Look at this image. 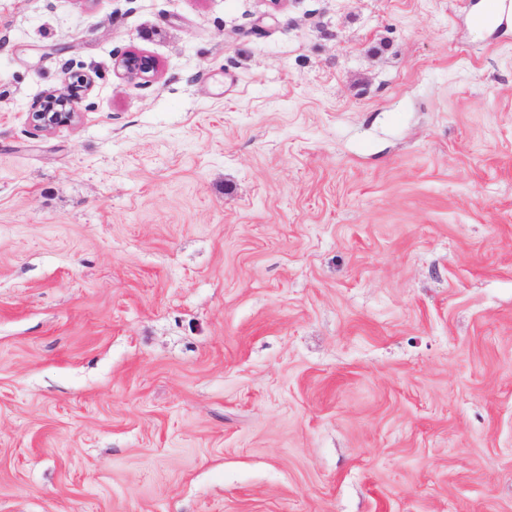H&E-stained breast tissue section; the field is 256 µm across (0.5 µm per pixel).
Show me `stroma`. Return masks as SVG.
Listing matches in <instances>:
<instances>
[{
    "label": "stroma",
    "mask_w": 512,
    "mask_h": 512,
    "mask_svg": "<svg viewBox=\"0 0 512 512\" xmlns=\"http://www.w3.org/2000/svg\"><path fill=\"white\" fill-rule=\"evenodd\" d=\"M479 2L0 0V512H512ZM118 68H121L125 75L131 80L151 81L158 72L156 61L142 53H130L122 56L116 61ZM83 83V78L77 84L70 83L65 90H52L47 92L30 112V122L33 127L41 132L53 130L74 123L79 116L76 107V87Z\"/></svg>",
    "instance_id": "stroma-1"
}]
</instances>
